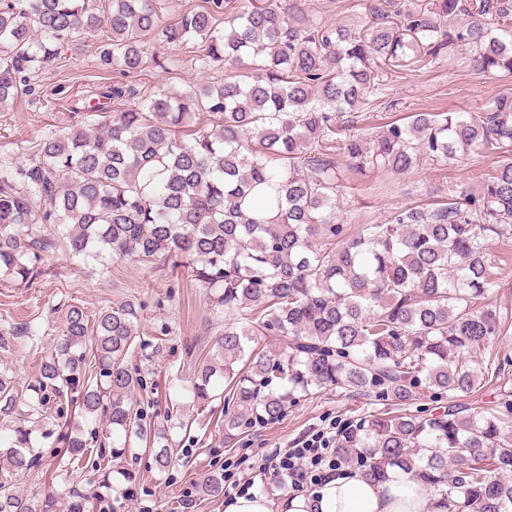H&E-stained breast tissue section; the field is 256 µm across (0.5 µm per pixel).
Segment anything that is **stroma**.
<instances>
[{
	"instance_id": "1",
	"label": "stroma",
	"mask_w": 512,
	"mask_h": 512,
	"mask_svg": "<svg viewBox=\"0 0 512 512\" xmlns=\"http://www.w3.org/2000/svg\"><path fill=\"white\" fill-rule=\"evenodd\" d=\"M298 2L313 21L336 26L371 23L379 0ZM223 76L221 67L202 66L191 46L154 40L142 70L125 78L101 70L93 40L78 38L64 63L39 75L34 93L19 95L9 111L0 112V165L28 158L50 131L83 125L85 113L70 111L69 102L90 84L123 81L139 93L157 94L216 82ZM379 79L360 110L354 132L375 135L413 112L478 113L499 96L512 93V74L477 70L463 49L432 62L382 67ZM496 161V152L485 151L446 164H427L400 177L379 170L361 178L348 171L345 158H337L342 176L339 216L354 226L379 224L397 207L446 199L449 187L478 190ZM489 260L495 275L489 299L512 310V235L490 240ZM43 268V276L29 287L0 280V333L24 323L38 333L33 340L21 336L0 345V374L11 379L15 392L25 395L38 376L42 361L65 330L69 305H80L94 315L131 300L141 307L142 342L159 343L164 349L144 368L148 397L161 406H175L178 414L193 421L168 472H158L147 452L129 448L119 459L117 471L90 473L92 485L111 503V512H176L186 492L218 468L252 482L255 493L279 498L286 488L266 471V458L311 433L333 436L337 426L366 405L365 398L325 391L289 406L280 421L255 426L235 442L225 443L222 404L215 401L199 410L183 394L195 370L190 347L211 343L225 319L212 309L189 268L161 256L151 264L117 257L86 260L62 247L45 256ZM31 430L38 463L15 475L10 486L37 498L51 486L60 464L63 429L55 421L39 419Z\"/></svg>"
}]
</instances>
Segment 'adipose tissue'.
<instances>
[{"label":"adipose tissue","mask_w":512,"mask_h":512,"mask_svg":"<svg viewBox=\"0 0 512 512\" xmlns=\"http://www.w3.org/2000/svg\"><path fill=\"white\" fill-rule=\"evenodd\" d=\"M430 492L406 472L393 468L375 483L341 469L310 496L285 495L279 501L253 494L227 501L224 512H426Z\"/></svg>","instance_id":"obj_1"}]
</instances>
